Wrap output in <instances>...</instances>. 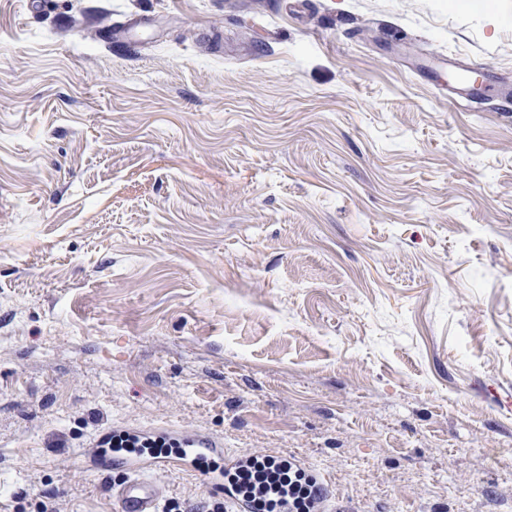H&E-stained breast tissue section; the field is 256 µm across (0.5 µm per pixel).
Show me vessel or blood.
<instances>
[{
    "label": "vessel or blood",
    "instance_id": "1",
    "mask_svg": "<svg viewBox=\"0 0 512 512\" xmlns=\"http://www.w3.org/2000/svg\"><path fill=\"white\" fill-rule=\"evenodd\" d=\"M134 438L149 441L163 439L175 443L167 455L149 452L115 451L104 455L98 445L85 448L84 455L91 468H110L116 475L111 484L117 512H163L166 486L153 475L154 468L176 461L194 466L199 461L220 455L222 444L197 431L184 428L145 427L132 429ZM255 500L241 494L233 484L224 486V512H256Z\"/></svg>",
    "mask_w": 512,
    "mask_h": 512
}]
</instances>
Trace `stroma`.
Masks as SVG:
<instances>
[{"label": "stroma", "instance_id": "1", "mask_svg": "<svg viewBox=\"0 0 512 512\" xmlns=\"http://www.w3.org/2000/svg\"><path fill=\"white\" fill-rule=\"evenodd\" d=\"M132 426L512 512V0H0V512Z\"/></svg>", "mask_w": 512, "mask_h": 512}]
</instances>
